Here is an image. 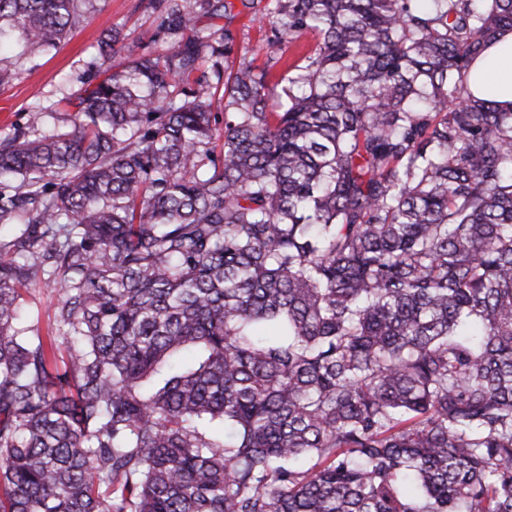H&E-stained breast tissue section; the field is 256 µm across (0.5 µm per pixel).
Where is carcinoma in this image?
Returning <instances> with one entry per match:
<instances>
[{
    "mask_svg": "<svg viewBox=\"0 0 512 512\" xmlns=\"http://www.w3.org/2000/svg\"><path fill=\"white\" fill-rule=\"evenodd\" d=\"M148 8L166 48L0 140V512H512V112L466 86L512 0H267L315 38L275 80L232 0ZM58 297V286H44L41 284L35 290L25 294L24 313L27 315V325L41 336H46L49 323H52L49 316L52 313V305Z\"/></svg>",
    "mask_w": 512,
    "mask_h": 512,
    "instance_id": "1",
    "label": "carcinoma"
}]
</instances>
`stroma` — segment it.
Wrapping results in <instances>:
<instances>
[{"label":"stroma","mask_w":512,"mask_h":512,"mask_svg":"<svg viewBox=\"0 0 512 512\" xmlns=\"http://www.w3.org/2000/svg\"><path fill=\"white\" fill-rule=\"evenodd\" d=\"M148 0H94L82 8L83 19L61 46L50 52L16 48L7 57L15 72L14 81L0 87V138L28 125L31 111H45L44 129L65 126L69 119L62 101L79 93L83 82L104 60L98 54L101 40L118 35L126 50L141 53L148 45L159 19L147 6ZM266 0H254L253 9L243 10L233 22L238 41L247 57L257 63L271 58L291 60L301 47L312 44L306 35L284 48L267 45L265 34L253 14L261 13Z\"/></svg>","instance_id":"stroma-1"}]
</instances>
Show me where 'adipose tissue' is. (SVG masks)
Listing matches in <instances>:
<instances>
[{
    "label": "adipose tissue",
    "mask_w": 512,
    "mask_h": 512,
    "mask_svg": "<svg viewBox=\"0 0 512 512\" xmlns=\"http://www.w3.org/2000/svg\"><path fill=\"white\" fill-rule=\"evenodd\" d=\"M470 89L512 112V32L504 34L472 65Z\"/></svg>",
    "instance_id": "obj_1"
}]
</instances>
